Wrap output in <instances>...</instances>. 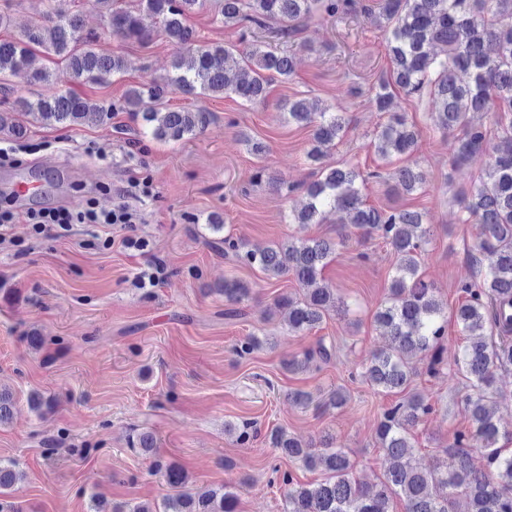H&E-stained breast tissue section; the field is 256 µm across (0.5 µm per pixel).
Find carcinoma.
Returning <instances> with one entry per match:
<instances>
[{"mask_svg": "<svg viewBox=\"0 0 512 512\" xmlns=\"http://www.w3.org/2000/svg\"><path fill=\"white\" fill-rule=\"evenodd\" d=\"M71 0H49L46 13L31 21L18 40H0V92L9 78L24 77L34 84L103 81L124 72L121 55L97 53L89 37L82 36V20L69 7ZM109 20L112 34L138 44L151 42L155 30L144 16L160 22V32L177 47L172 73L130 87L114 107L91 103L68 90L31 100L15 99L0 111V136L23 139L33 127L104 125L112 110L130 112L141 120V135L158 142H180L202 135L212 113L172 108L164 99L169 92L187 96L222 97L232 94L250 105L265 103L275 82L295 74V54L274 50L263 39L240 43L208 44L186 24L195 10H214L224 27L235 29L248 22L277 39H290L314 19L361 13L375 18L383 29L392 75L382 79L374 96L376 108L388 114L375 137L381 159L411 157L418 134L404 112L393 111L392 88L407 97H431V118L437 130L453 136L451 149L458 160L484 150L489 161L473 187L458 198V221L475 224L474 249L488 260L475 277L458 284L462 301L453 312L457 331L464 336L454 361L455 373L468 383L462 403L469 425L454 432L444 453L453 468H421L415 458L411 431L435 412L432 401L411 388L413 361L428 360L427 371L440 372L448 339L447 304L439 300L433 284L425 281L423 259L431 229L424 214L410 207L378 209L366 203L364 189L377 172L363 173L354 166H321L317 179L298 185L307 202L292 218L305 227L321 224L331 214H346L348 223L366 235L391 246L394 272L388 292L375 312L374 322L388 346L363 365L361 381L374 393L403 397L384 408L377 426V441L384 456L383 480L363 485L353 478L349 455L322 440L314 449L278 428L270 444L290 461L309 470L324 471L325 478L300 484L288 476L283 512H393L394 499L404 512H451L452 499L463 494L470 512H512V432L501 429L493 408L497 370L512 366V315L502 320L498 311L512 309V0H95ZM53 64L31 68L35 50ZM290 120L312 128L307 157L320 161L336 146L347 127L343 113L318 107L305 98L282 103ZM499 129L497 142L488 145L483 117ZM393 189L410 195L425 181V173L407 163L392 175ZM224 245V255L257 268L267 279L292 275L302 297L282 295L274 307L284 315L288 331L303 335L321 325L331 312L348 314L350 305L324 278V269L336 243L324 238L290 236L277 246L249 250L230 235L211 240ZM224 301L229 316L244 315L250 288L237 279L224 281ZM334 345L320 338L300 358L283 362L289 372L320 370L331 361ZM225 431L248 445L257 431L248 422L232 423ZM130 448L155 457L154 470L169 486L186 484L185 471L164 461L153 435L139 433ZM482 454L485 465L473 463ZM17 479L16 463L0 460V512H17L6 500ZM238 497L224 485L205 494L187 492L168 497L162 512H237Z\"/></svg>", "mask_w": 512, "mask_h": 512, "instance_id": "cac0c4a2", "label": "carcinoma"}]
</instances>
